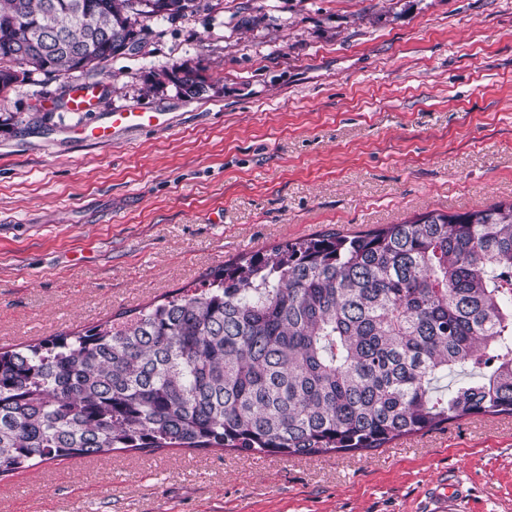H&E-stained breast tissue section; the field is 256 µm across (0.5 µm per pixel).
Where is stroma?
<instances>
[{"instance_id": "1", "label": "stroma", "mask_w": 512, "mask_h": 512, "mask_svg": "<svg viewBox=\"0 0 512 512\" xmlns=\"http://www.w3.org/2000/svg\"><path fill=\"white\" fill-rule=\"evenodd\" d=\"M135 53L0 93V347L201 287L244 252L512 200V0H201ZM206 81L184 96L156 73ZM153 92H145L148 81ZM99 99L71 112L74 86ZM114 110L161 128L75 140ZM512 512V416L365 454L46 461L0 512ZM170 72L172 74L182 73L181 77H176V84L180 91L187 96L198 95L203 91L205 80L200 74L199 68L188 67L185 64L173 65Z\"/></svg>"}]
</instances>
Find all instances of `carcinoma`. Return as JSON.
<instances>
[{"mask_svg": "<svg viewBox=\"0 0 512 512\" xmlns=\"http://www.w3.org/2000/svg\"><path fill=\"white\" fill-rule=\"evenodd\" d=\"M198 8L0 0V93L117 56L143 18ZM168 72L203 91L200 69ZM124 316L0 351L1 478L115 451L362 453L512 415V202L240 254L201 292Z\"/></svg>", "mask_w": 512, "mask_h": 512, "instance_id": "obj_1", "label": "carcinoma"}]
</instances>
